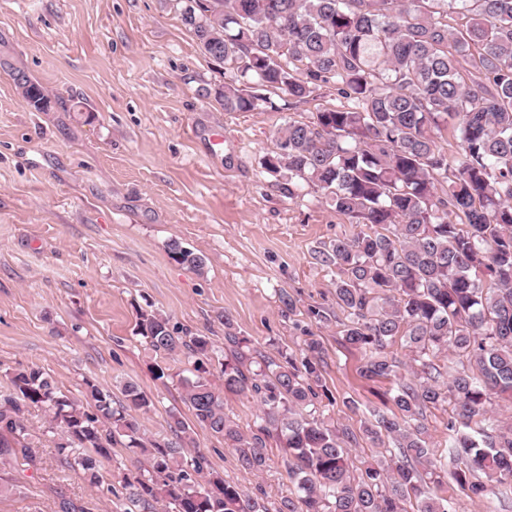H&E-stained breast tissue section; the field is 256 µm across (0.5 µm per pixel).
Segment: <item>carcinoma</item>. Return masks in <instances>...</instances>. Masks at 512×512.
Wrapping results in <instances>:
<instances>
[{"label":"carcinoma","instance_id":"1","mask_svg":"<svg viewBox=\"0 0 512 512\" xmlns=\"http://www.w3.org/2000/svg\"><path fill=\"white\" fill-rule=\"evenodd\" d=\"M181 19L234 74L216 91L226 112L257 109L262 87L300 101L332 79L352 101L284 123L264 164L286 168L354 224L315 259L336 269L341 340L365 352L360 376L393 381L396 410L376 412L359 434L328 422L321 341L305 339L298 359L247 350L226 317L224 391L262 406L246 435L202 376L210 337L176 336L167 318L142 312L138 334L153 351L195 358L198 375L184 380L195 424L258 473L276 437L298 495L270 508L219 476L201 486L204 458L186 456L182 441L193 429L177 414V440L148 445L133 413L152 401L137 386L126 385L118 405L90 386L88 413L36 368L10 377L0 455L26 448L23 407L34 405L52 412L67 436L58 453L92 484L116 437L145 457L122 477L124 512H452L434 491L447 475L477 497L512 488V426L492 406L494 396L512 403V0H182ZM21 87L31 107L48 110L38 83ZM450 124L459 131L451 158L439 144ZM168 252L204 271V258L179 243ZM397 343L401 358L391 351ZM447 356L456 361L451 374L440 364ZM445 403L453 438L442 458L425 419ZM361 441L374 456L358 467L350 451Z\"/></svg>","mask_w":512,"mask_h":512}]
</instances>
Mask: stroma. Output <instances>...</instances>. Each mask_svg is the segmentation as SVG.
Wrapping results in <instances>:
<instances>
[{"label":"stroma","instance_id":"35a3bbf8","mask_svg":"<svg viewBox=\"0 0 512 512\" xmlns=\"http://www.w3.org/2000/svg\"><path fill=\"white\" fill-rule=\"evenodd\" d=\"M21 76L49 94L48 111L28 105ZM227 80L176 0H0V403L13 394L10 373L29 367L88 412L90 385L118 402L132 383L153 402L136 416L141 434L174 439L172 415L193 420L182 384L190 365L137 335L147 310L219 351L228 319L273 354H299L315 336L334 399L326 417L358 431L391 409V381L361 378L363 353L342 345L336 273L314 258L352 224L323 194L290 189L287 171L262 164L285 120L308 122L346 101L330 82L301 101L266 88L256 110L226 112L214 96ZM218 132L223 141L212 144ZM174 240L204 256V273L169 258ZM313 306L329 321L315 320ZM24 418L25 460H0V512H62L67 503L120 512L121 477L138 459L125 439L94 486L58 454L61 431L46 408H26ZM186 453L269 501L296 494L276 440L260 474L201 428Z\"/></svg>","mask_w":512,"mask_h":512}]
</instances>
